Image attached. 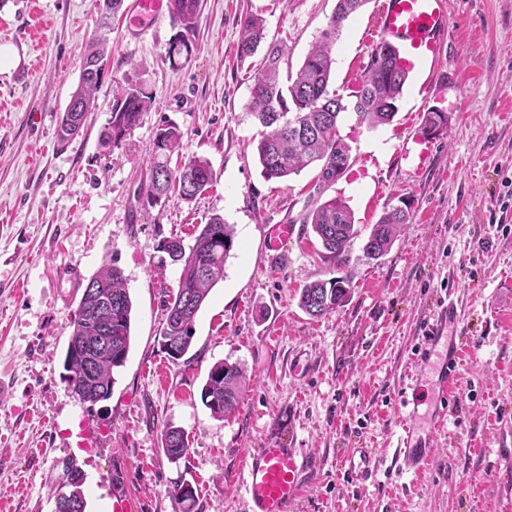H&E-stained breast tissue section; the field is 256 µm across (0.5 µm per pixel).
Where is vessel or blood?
I'll return each instance as SVG.
<instances>
[{"mask_svg":"<svg viewBox=\"0 0 512 512\" xmlns=\"http://www.w3.org/2000/svg\"><path fill=\"white\" fill-rule=\"evenodd\" d=\"M166 0H132L126 15L130 35L145 32L165 15ZM377 32L393 37L405 45L411 57L435 52L448 34V16L444 0H382L378 13ZM459 323L455 300L441 302L437 313L426 326L422 357L439 354L441 359L437 380L438 399L430 419L431 431H439L448 414V394L459 385L458 366L461 344L452 329ZM399 423L404 432L393 453L376 448L359 451L358 464L349 466L347 477L364 482L372 477L385 459H392L398 475L418 477L433 464L437 450L430 438L414 434L416 411L409 400H402ZM309 460L302 449L290 448L272 439L263 446L249 450L242 460V484L245 491V512H294L299 491L308 474Z\"/></svg>","mask_w":512,"mask_h":512,"instance_id":"1","label":"vessel or blood"}]
</instances>
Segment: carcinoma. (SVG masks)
<instances>
[{"mask_svg": "<svg viewBox=\"0 0 512 512\" xmlns=\"http://www.w3.org/2000/svg\"><path fill=\"white\" fill-rule=\"evenodd\" d=\"M367 0H336L334 15L322 40L316 42L294 73L282 72L286 45L273 41L264 44L265 21L249 14L241 21L237 56L241 59L264 50L262 62L250 87L248 109L256 121L258 133L255 150L262 176L270 181H284L307 167L318 168L319 186L334 184L346 172L345 160H355L353 148L340 135L342 115L351 113L356 123L377 128L393 121L408 69L392 59L390 41L380 40L372 49L364 74L357 86L344 96L330 89L333 73V48L341 27ZM203 0H168V11L177 32L168 43L170 64L192 55L194 35ZM100 77L80 75V83L63 114L57 137L68 143L79 135L81 126L70 123L72 117H86L95 101ZM151 103L150 93L134 85L112 109V123L100 134L104 148L119 144L138 125ZM448 114L432 108L424 113L421 133L438 137L447 132ZM183 134L173 123L161 126L150 151L151 182L147 201L158 203L175 189L182 200L191 202L213 182L208 159L191 156L181 167L170 168L171 155L181 149ZM302 223L312 226L329 258L344 260L347 248L357 237L355 216L341 197L330 198L308 211ZM410 223L408 209L396 206L384 212L372 225L364 250L371 259L382 257ZM235 230L224 223L220 214L212 215L197 231L194 243L184 247L183 240L163 241L165 252L184 254L178 291L166 306L163 346L167 355L177 360L190 348L195 319L211 290L224 278V267L234 247ZM351 278L333 277L305 285L299 293V305L312 317L322 316L341 306L350 292ZM133 304L121 269L115 263L104 264L83 286L78 307L73 314L63 367L67 382L77 397L91 405L109 399L115 383L114 370L124 365L131 347ZM246 384L245 370L237 364L218 361L208 371L200 400L211 416L224 420L236 409L239 394ZM167 455L179 460L188 452L184 431L169 427L162 435ZM61 512H85L83 482L63 484Z\"/></svg>", "mask_w": 512, "mask_h": 512, "instance_id": "cac0c4a2", "label": "carcinoma"}]
</instances>
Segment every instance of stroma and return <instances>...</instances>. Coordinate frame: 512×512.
<instances>
[{
    "label": "stroma",
    "instance_id": "obj_1",
    "mask_svg": "<svg viewBox=\"0 0 512 512\" xmlns=\"http://www.w3.org/2000/svg\"><path fill=\"white\" fill-rule=\"evenodd\" d=\"M380 0L345 21L332 86L360 79ZM336 0H204L191 57H165L170 19L139 39L117 15L105 71L81 134L57 129L99 34L94 0H0V512H53L64 465L82 471L86 512H182L177 485L196 491L191 512H241L244 453L278 438L308 454L311 471L295 512H501L500 460L512 454V0H445L448 36L409 73L391 124L345 115L340 134L356 158L325 192L317 172L265 180L254 151L259 128L247 104L262 58L240 60L242 18L262 16L268 40L286 41L298 69L327 28ZM151 108L110 151L100 133L129 86ZM448 114V132L421 135L425 112ZM179 126L184 155L207 158L213 184L193 202L169 195L148 205V154L163 122ZM343 197L358 236L345 263L328 258L302 218L319 197ZM407 201L412 222L389 251L363 246L385 210ZM222 215L235 228L224 278L194 324L188 352L162 347L178 265L163 240L192 245L198 225ZM273 224L294 232L268 244ZM116 260L133 302L132 341L108 400L84 403L63 360L78 280ZM77 281L62 280L63 264ZM351 276L346 302L313 318L304 285ZM455 297L464 346L458 395L435 436L424 479L379 468L347 479L354 448H396L401 396L415 373L424 326ZM238 363L247 385L234 414L214 419L200 401L209 368ZM188 452L171 460L166 426Z\"/></svg>",
    "mask_w": 512,
    "mask_h": 512
}]
</instances>
